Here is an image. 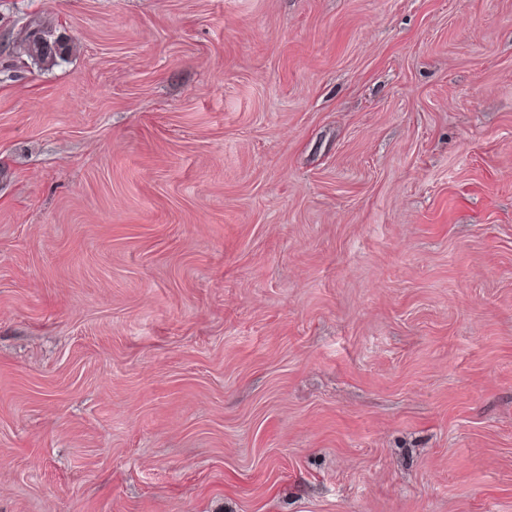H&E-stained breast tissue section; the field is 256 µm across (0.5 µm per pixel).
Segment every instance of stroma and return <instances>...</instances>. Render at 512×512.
<instances>
[{
	"label": "stroma",
	"mask_w": 512,
	"mask_h": 512,
	"mask_svg": "<svg viewBox=\"0 0 512 512\" xmlns=\"http://www.w3.org/2000/svg\"><path fill=\"white\" fill-rule=\"evenodd\" d=\"M0 512H512V0H0ZM29 29L26 54L35 63L54 65L70 53V44L41 20L31 21Z\"/></svg>",
	"instance_id": "obj_1"
}]
</instances>
